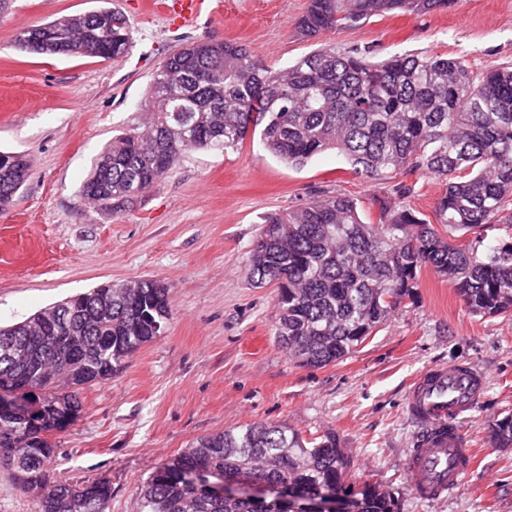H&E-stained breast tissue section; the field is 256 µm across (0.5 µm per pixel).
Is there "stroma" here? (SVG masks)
<instances>
[{
  "mask_svg": "<svg viewBox=\"0 0 512 512\" xmlns=\"http://www.w3.org/2000/svg\"><path fill=\"white\" fill-rule=\"evenodd\" d=\"M222 2L180 27L141 14L136 0H113L134 37L117 61L47 57L15 45L18 22L35 26L102 0H8L0 11V150L32 162L18 200L0 213V325L110 281L154 279L170 296L161 335L110 380L83 389L78 417L51 433L57 451L49 480L109 479L107 512H140L143 483L191 441L266 422L306 437L335 433L353 460L352 483L392 492L399 512H512V447L489 439L491 425L512 415V315L473 314L450 282L426 268L414 298L352 354L304 367L274 335L275 286L248 278L264 217L343 194L374 224L373 199L385 185L353 175L334 151L285 165L250 135L223 154L186 151L117 214L80 194L102 148L132 123L155 72L185 41H233L276 68L330 44L374 62L398 54L459 58L481 72L512 66V0H454L445 11L388 14L310 39L295 32L307 0ZM405 183L411 207L433 219L445 179L424 174ZM461 361L487 374L483 403L461 422L476 469L457 497L424 502L404 480L419 432L405 394L421 371Z\"/></svg>",
  "mask_w": 512,
  "mask_h": 512,
  "instance_id": "1",
  "label": "stroma"
}]
</instances>
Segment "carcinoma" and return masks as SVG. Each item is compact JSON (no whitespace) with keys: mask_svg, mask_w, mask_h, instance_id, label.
<instances>
[{"mask_svg":"<svg viewBox=\"0 0 512 512\" xmlns=\"http://www.w3.org/2000/svg\"><path fill=\"white\" fill-rule=\"evenodd\" d=\"M454 0H308L296 26L312 38L374 16L446 10ZM39 55L118 60L132 48L126 15L102 7L27 28ZM139 123L112 137L80 193L99 198L105 214L133 204L192 148L224 151L260 130L265 149L302 166L327 150L354 174L374 181L433 173L447 180L434 211L419 217L403 198L377 197L379 222L362 219L342 195L316 196L286 214H271L251 251L250 279L276 286L275 335L301 366L324 367L362 344L431 269L454 284L475 314L512 311V68L475 73L464 61L397 55L373 63L323 46L275 70L231 41H190L153 76ZM30 175L28 157L0 151V212ZM465 231L454 244L435 229ZM500 235L486 241L485 231ZM169 287L157 280L102 284L24 322L0 327V386L25 380L44 405L80 412L79 391L124 368L136 350L162 333L170 318ZM32 339L41 364L26 367L9 344ZM28 447L14 475L38 494V512H106L107 480L51 482L55 456L48 428L26 424ZM490 440L512 446V416L497 421ZM351 460L329 432L305 439L282 425L255 422L201 437L160 467L140 489L142 512H281L274 497L199 493L191 478L211 472L228 480L286 484L325 495L354 512H398L392 495L365 482L345 484Z\"/></svg>","mask_w":512,"mask_h":512,"instance_id":"1","label":"carcinoma"}]
</instances>
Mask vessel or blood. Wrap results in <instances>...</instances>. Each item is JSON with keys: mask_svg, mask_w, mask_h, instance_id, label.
<instances>
[{"mask_svg": "<svg viewBox=\"0 0 512 512\" xmlns=\"http://www.w3.org/2000/svg\"><path fill=\"white\" fill-rule=\"evenodd\" d=\"M212 0H141L140 10L175 23L193 22ZM486 375L471 363L431 367L409 386L405 408L421 432L404 461L405 482L424 501L457 496L472 474L475 455L460 422L484 397Z\"/></svg>", "mask_w": 512, "mask_h": 512, "instance_id": "obj_1", "label": "vessel or blood"}]
</instances>
